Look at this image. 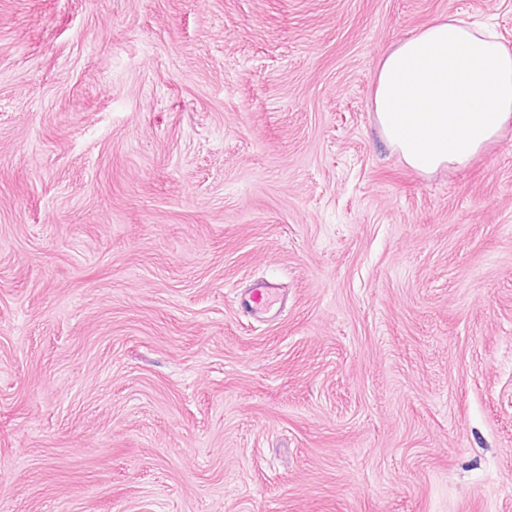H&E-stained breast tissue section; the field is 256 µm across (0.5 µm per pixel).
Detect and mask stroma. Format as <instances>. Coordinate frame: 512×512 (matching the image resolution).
<instances>
[{"label":"stroma","instance_id":"35a3bbf8","mask_svg":"<svg viewBox=\"0 0 512 512\" xmlns=\"http://www.w3.org/2000/svg\"><path fill=\"white\" fill-rule=\"evenodd\" d=\"M454 13L512 45V0H0V512H512V128L423 173L372 103Z\"/></svg>","mask_w":512,"mask_h":512}]
</instances>
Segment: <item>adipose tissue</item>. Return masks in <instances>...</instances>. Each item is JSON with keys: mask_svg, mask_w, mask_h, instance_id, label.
<instances>
[{"mask_svg": "<svg viewBox=\"0 0 512 512\" xmlns=\"http://www.w3.org/2000/svg\"><path fill=\"white\" fill-rule=\"evenodd\" d=\"M373 109L411 168L465 166L512 124V47L489 23L426 24L381 57Z\"/></svg>", "mask_w": 512, "mask_h": 512, "instance_id": "adipose-tissue-1", "label": "adipose tissue"}]
</instances>
